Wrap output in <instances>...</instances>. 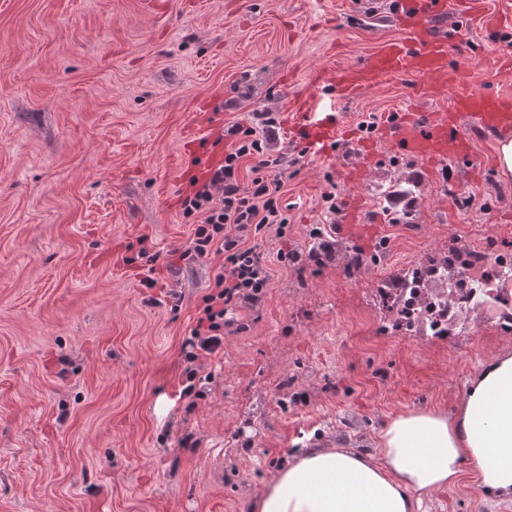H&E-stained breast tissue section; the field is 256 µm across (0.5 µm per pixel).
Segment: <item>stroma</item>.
Wrapping results in <instances>:
<instances>
[{
	"instance_id": "obj_1",
	"label": "stroma",
	"mask_w": 512,
	"mask_h": 512,
	"mask_svg": "<svg viewBox=\"0 0 512 512\" xmlns=\"http://www.w3.org/2000/svg\"><path fill=\"white\" fill-rule=\"evenodd\" d=\"M392 0H0V512H249L299 448L377 451L401 414L456 411L483 364L512 355V327L485 314L418 336L394 327L379 284L450 252L512 256V175L496 140L472 168H427L376 145L363 181L338 184L363 221L326 212L327 175L355 149L319 156L281 131L273 153L299 159L281 190L288 228L254 242L271 273L255 308L201 357L196 404L181 398V349L224 262L177 257L197 219L183 215L184 141L207 145L251 113L297 112L327 97L317 70L406 38ZM512 0L452 10L460 82L512 93ZM403 76L336 109L354 139L369 118L435 112ZM474 194L480 205H461ZM408 218L390 223L392 207ZM337 224L335 253L296 271L313 225ZM156 264H148L150 255ZM364 255L361 267L351 261ZM154 276L155 287L143 280ZM421 512H512L472 469Z\"/></svg>"
}]
</instances>
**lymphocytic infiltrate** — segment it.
<instances>
[{
	"mask_svg": "<svg viewBox=\"0 0 512 512\" xmlns=\"http://www.w3.org/2000/svg\"><path fill=\"white\" fill-rule=\"evenodd\" d=\"M255 118L254 124L227 128V135L236 140L234 148L225 153L223 165L182 201L184 216L198 215L202 222L181 259L190 263L213 252L224 257L211 292L202 298V314L184 342L186 384L181 394L188 398L197 394L200 356L215 354L225 332L247 328L246 323L231 319L230 311L258 305L267 292L268 267L262 253L249 246L250 237L272 225L285 229L288 223L279 197L286 173L284 159L268 148L279 122L271 112L256 113ZM246 157L253 165L251 180L244 184L238 170Z\"/></svg>",
	"mask_w": 512,
	"mask_h": 512,
	"instance_id": "f902f5d3",
	"label": "lymphocytic infiltrate"
}]
</instances>
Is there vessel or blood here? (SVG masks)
I'll return each instance as SVG.
<instances>
[{"instance_id": "vessel-or-blood-1", "label": "vessel or blood", "mask_w": 512, "mask_h": 512, "mask_svg": "<svg viewBox=\"0 0 512 512\" xmlns=\"http://www.w3.org/2000/svg\"><path fill=\"white\" fill-rule=\"evenodd\" d=\"M447 16L448 0H400L393 19L409 30V39L384 43L363 60L312 76L313 83L325 85L340 100L352 98L393 76L420 78L421 92L441 103V111L398 113L386 118L380 133L391 151L409 155L427 166L470 163L474 133L494 136L512 132V95L457 82L449 56H464L468 46L462 41L456 48H449L441 33ZM296 121L306 148L315 154L327 153L332 144L350 139L340 113L324 110L321 101L307 104ZM354 147L359 160L345 169L343 178L348 182L361 180L374 158L373 141L360 140L354 142ZM184 150L197 154L196 163L183 170L184 178L190 181L207 180L224 162V150L219 146L198 152L189 142Z\"/></svg>"}]
</instances>
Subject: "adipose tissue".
Masks as SVG:
<instances>
[{
    "mask_svg": "<svg viewBox=\"0 0 512 512\" xmlns=\"http://www.w3.org/2000/svg\"><path fill=\"white\" fill-rule=\"evenodd\" d=\"M470 464L488 497H512V356L485 363L460 408L412 411L381 431L377 454L308 448L276 472L250 512H419Z\"/></svg>",
    "mask_w": 512,
    "mask_h": 512,
    "instance_id": "ef3b65f1",
    "label": "adipose tissue"
}]
</instances>
